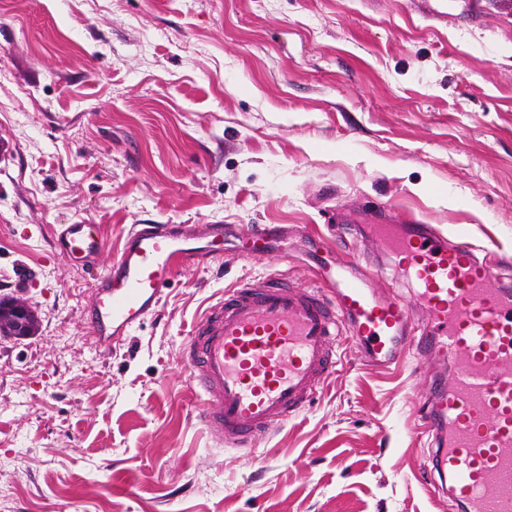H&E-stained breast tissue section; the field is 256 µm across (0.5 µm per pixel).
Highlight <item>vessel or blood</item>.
<instances>
[{
	"label": "vessel or blood",
	"mask_w": 512,
	"mask_h": 512,
	"mask_svg": "<svg viewBox=\"0 0 512 512\" xmlns=\"http://www.w3.org/2000/svg\"><path fill=\"white\" fill-rule=\"evenodd\" d=\"M375 231L418 289L428 315L418 336L405 306L355 263L318 264L317 285L245 278L195 320L182 351L199 391V419L217 444L252 448L298 417L335 374L337 336L349 334L369 362L390 366L431 341L455 376L418 421L437 434L450 490L468 512H512V287L496 260L466 238L446 242L421 219L410 230ZM55 246L93 268L95 224H59ZM224 253L220 224H133L87 305L99 346H119L159 308L180 266Z\"/></svg>",
	"instance_id": "vessel-or-blood-1"
}]
</instances>
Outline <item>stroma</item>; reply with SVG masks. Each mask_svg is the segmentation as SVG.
<instances>
[{
	"instance_id": "obj_1",
	"label": "stroma",
	"mask_w": 512,
	"mask_h": 512,
	"mask_svg": "<svg viewBox=\"0 0 512 512\" xmlns=\"http://www.w3.org/2000/svg\"><path fill=\"white\" fill-rule=\"evenodd\" d=\"M417 213L512 262V0H0V296L39 324L0 337V512H463L413 424L450 366L338 338L306 410L243 450L215 447L182 361L225 288H307L322 259H357L424 328L371 222ZM58 224L99 225L97 271L132 224L229 239L106 355L97 272ZM255 224L288 237L240 257Z\"/></svg>"
}]
</instances>
